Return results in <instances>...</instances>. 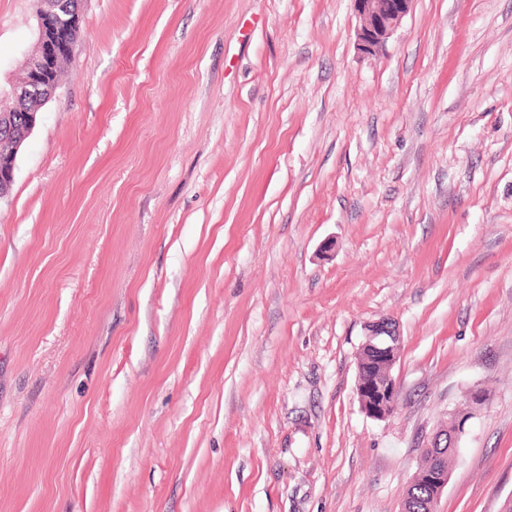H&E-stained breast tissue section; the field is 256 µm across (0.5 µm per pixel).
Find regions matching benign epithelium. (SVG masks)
<instances>
[{
	"instance_id": "7a95c632",
	"label": "benign epithelium",
	"mask_w": 512,
	"mask_h": 512,
	"mask_svg": "<svg viewBox=\"0 0 512 512\" xmlns=\"http://www.w3.org/2000/svg\"><path fill=\"white\" fill-rule=\"evenodd\" d=\"M360 19L359 50L373 55L383 49L401 27L413 0H351ZM81 0H37V52L29 59L24 76L7 91L0 90V129L8 130L10 146L0 156V199L8 195L15 176V158L24 140L36 124L39 108L50 100L58 87L51 77L62 62L71 56L73 43L69 34L79 26ZM25 101L33 105L22 122L14 124V107ZM401 335L396 323L382 319L368 326L362 350L372 361H358L356 392L364 413L385 420L396 410V381L391 368L400 350ZM467 420L452 414L448 424L440 427L422 448V454L436 456V451L458 447ZM438 484V495L429 499L426 512H436L439 495L448 486V470L430 469Z\"/></svg>"
}]
</instances>
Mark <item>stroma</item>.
<instances>
[{
	"instance_id": "35a3bbf8",
	"label": "stroma",
	"mask_w": 512,
	"mask_h": 512,
	"mask_svg": "<svg viewBox=\"0 0 512 512\" xmlns=\"http://www.w3.org/2000/svg\"><path fill=\"white\" fill-rule=\"evenodd\" d=\"M0 0V88L37 44ZM82 0L0 200V512L512 500V0ZM394 319L397 408L355 390ZM360 19L358 47L373 55L383 49L401 27L413 0H351ZM483 404L482 399L478 392L474 390L470 394V407L471 410L468 411V415L470 417L463 418L454 413L451 415L448 420V424L440 427L434 435L431 437L430 441L426 443L424 448H422V455L429 453L432 457L439 456L436 454L437 450H442L443 448H448V444L450 448H456L458 450V444L462 435L465 432V426L471 415L474 414V411L479 408ZM426 462L427 460L423 459L422 465H420V467H418L417 471L415 472L412 482L410 483L406 492V496H408L410 504L409 511L412 512H419L423 510L421 507L422 502L425 500V498H430L433 492L432 488L426 482V478L424 477ZM427 472L433 473L434 478L438 484V494L429 499V502L425 505L426 511L424 512H436L435 506L438 502V499L443 494L445 488L448 485V467L447 469L429 467Z\"/></svg>"
}]
</instances>
